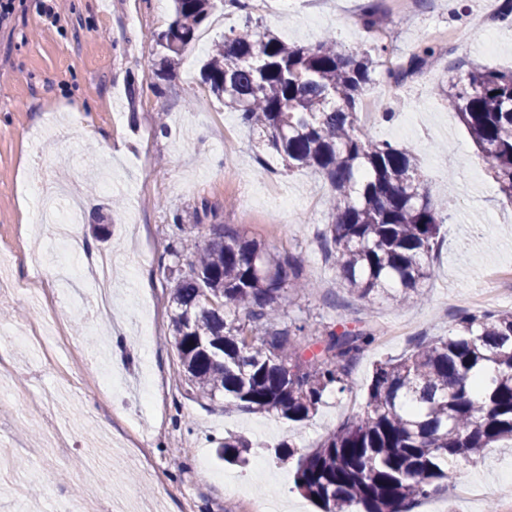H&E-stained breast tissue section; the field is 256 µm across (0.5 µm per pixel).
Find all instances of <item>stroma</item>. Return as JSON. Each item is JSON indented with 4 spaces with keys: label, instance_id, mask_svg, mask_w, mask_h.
<instances>
[{
    "label": "stroma",
    "instance_id": "35a3bbf8",
    "mask_svg": "<svg viewBox=\"0 0 512 512\" xmlns=\"http://www.w3.org/2000/svg\"><path fill=\"white\" fill-rule=\"evenodd\" d=\"M45 1L57 24L42 13ZM377 2L392 19L388 45L401 61L436 33L457 36L405 86L378 71L369 90L392 117L365 133L411 151L431 199L448 204L427 299L403 308L351 294L323 244L332 221L328 181L259 148L257 134L203 83L200 68L214 42L244 27L236 7L218 0L223 25L207 18L199 27L206 41L164 74L155 36L172 18V0H15L10 22L0 27V251L13 250L12 275L22 284L53 279L62 267L50 248V225L37 221L35 189L48 178L79 187L76 225L86 250L136 260L113 270L111 316L94 313L88 279L47 290L82 360L59 352L36 362L19 340L0 355L8 368L0 379V443L25 481L20 498L0 488V512H104L115 498H160L167 512H241L235 483L276 498L281 512H320L294 486L296 459L276 458L274 446L288 436L299 452L316 447L364 405L377 362L420 337L447 335L466 309L462 297L484 277L512 269V207L435 92L462 63L512 68V27H466L470 15L495 13L501 0H417L402 14L393 0ZM365 3L255 0L252 17L291 43L332 32L360 50L374 41L358 21ZM104 139L111 154L100 150ZM179 223L199 237L209 225L225 224L276 254L299 257L310 287L289 291L285 303L289 319L306 322L314 335L374 325L380 339L361 355L348 389L328 392L309 420L291 424L243 414L230 400L202 398L182 385L168 339L174 260L167 248ZM97 224L110 225L108 241L95 237ZM50 402L66 424L65 456L54 467L39 452L50 436L41 408ZM230 435L252 443L242 463L216 454ZM145 457L155 469L150 480L139 470ZM509 460L511 446L485 448L478 462L451 472L450 480L479 483L485 492L466 499L439 491L440 512H486L490 502L505 501L512 494Z\"/></svg>",
    "mask_w": 512,
    "mask_h": 512
}]
</instances>
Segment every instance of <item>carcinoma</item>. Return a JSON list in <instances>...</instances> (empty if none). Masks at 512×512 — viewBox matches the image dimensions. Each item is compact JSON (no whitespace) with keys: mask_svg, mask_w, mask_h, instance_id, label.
<instances>
[{"mask_svg":"<svg viewBox=\"0 0 512 512\" xmlns=\"http://www.w3.org/2000/svg\"><path fill=\"white\" fill-rule=\"evenodd\" d=\"M174 18L156 36L161 66L195 41L212 0H173ZM388 46L348 51L331 32L293 45L267 29H246L213 45L203 81L265 137L288 167L329 182L333 222L323 237L359 298L405 305L424 298L427 258L443 223L413 155L359 130L358 107ZM437 55L425 40L406 64L386 71L401 85ZM480 151L504 199L512 202V71L472 67L438 86ZM170 336L181 382L203 397L219 394L254 414L308 420L329 389L344 391L371 326L314 339L281 306L289 287L307 288L294 256L282 257L222 224L203 239L169 248ZM211 296L218 305L205 302ZM495 366L484 393L469 395L484 363ZM512 441V311H464L446 336H433L376 365L363 408L300 456L295 487L318 497L322 512H410L438 491L456 463L480 448ZM252 447L219 443L226 460Z\"/></svg>","mask_w":512,"mask_h":512,"instance_id":"carcinoma-1","label":"carcinoma"}]
</instances>
